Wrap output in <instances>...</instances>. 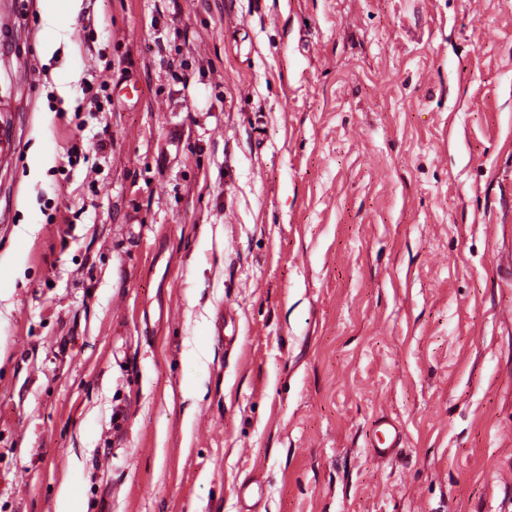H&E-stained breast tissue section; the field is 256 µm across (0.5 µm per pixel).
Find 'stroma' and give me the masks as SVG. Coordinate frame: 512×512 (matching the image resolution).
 <instances>
[{"mask_svg":"<svg viewBox=\"0 0 512 512\" xmlns=\"http://www.w3.org/2000/svg\"><path fill=\"white\" fill-rule=\"evenodd\" d=\"M11 6L0 512H512V0Z\"/></svg>","mask_w":512,"mask_h":512,"instance_id":"35a3bbf8","label":"stroma"}]
</instances>
